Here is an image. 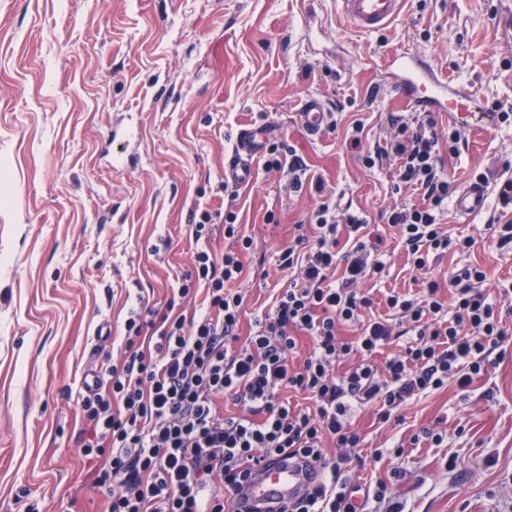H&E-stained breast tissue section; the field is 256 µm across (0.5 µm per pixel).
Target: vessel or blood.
I'll return each mask as SVG.
<instances>
[{"mask_svg":"<svg viewBox=\"0 0 512 512\" xmlns=\"http://www.w3.org/2000/svg\"><path fill=\"white\" fill-rule=\"evenodd\" d=\"M349 24L360 32L379 31L392 24L404 11L406 0H336ZM390 88L395 96L415 112H436L449 123L470 126V106L475 95L470 85L449 80L428 56L404 52L387 62ZM299 125L309 134L325 131L333 114L318 97L306 100L297 114ZM266 135L255 128L242 129L235 145V158L224 172L226 181L239 185L253 176L251 159L261 153ZM488 199L485 183L477 182L455 198V209L463 217L481 212ZM322 480V471L304 458L271 457L253 474L246 491L229 499L230 512H281L283 506L302 497Z\"/></svg>","mask_w":512,"mask_h":512,"instance_id":"obj_1","label":"vessel or blood"}]
</instances>
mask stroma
<instances>
[{
	"label": "stroma",
	"instance_id": "obj_1",
	"mask_svg": "<svg viewBox=\"0 0 512 512\" xmlns=\"http://www.w3.org/2000/svg\"><path fill=\"white\" fill-rule=\"evenodd\" d=\"M304 10V0H0V512H15L23 486L41 512H106L92 486L99 463L77 444L78 393L104 355L118 356L137 299L162 310L172 298L197 248L193 212L234 205L254 239L236 284L240 337L293 279L267 258L319 198L292 191L287 171L265 170L259 155L253 180L228 200L224 167L244 126L276 128L308 177L376 226L387 267L362 284L373 315L386 314L389 294H419L426 274L413 270L386 215L421 196L393 192V162L362 166L353 126L363 120L369 144H382L406 114L383 87L396 50L471 81L478 106H512V0H408L377 34L350 27L336 0ZM310 96L334 114L316 137L295 121ZM472 125L459 156L445 160L459 189L473 171L493 181L512 163V126ZM124 127L134 138L116 136ZM495 206L488 198L473 218L449 210L445 230L477 244L470 256L445 255L438 271L478 264L486 288L512 287V251L485 229ZM402 415L396 428L370 409L354 417L364 446L349 478L364 512L389 508L365 498L379 479L404 512H512V353L468 396L451 385ZM436 422L442 444L414 441ZM394 442L401 456L372 460Z\"/></svg>",
	"mask_w": 512,
	"mask_h": 512
}]
</instances>
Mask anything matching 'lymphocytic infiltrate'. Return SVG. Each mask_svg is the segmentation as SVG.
I'll return each mask as SVG.
<instances>
[{"instance_id":"1","label":"lymphocytic infiltrate","mask_w":512,"mask_h":512,"mask_svg":"<svg viewBox=\"0 0 512 512\" xmlns=\"http://www.w3.org/2000/svg\"><path fill=\"white\" fill-rule=\"evenodd\" d=\"M430 113L397 122L390 142L363 150L366 168L394 157L395 187H416L422 200L393 208L388 218L415 269H429L447 252H471L473 236L450 238L441 220L456 188L444 155L460 153L449 130L440 139ZM364 216L338 211L323 201L310 225H297L275 254L279 269L299 268L270 310L253 318V334L237 329L243 296L233 289L254 246L228 211L201 210L193 236L201 246L179 280V301L199 297L192 315L145 303L130 308L119 362L99 369L77 405L90 431L84 456L103 458L93 480L108 512H226L254 467L283 452L308 458L323 482L290 512H357L344 471L363 438L356 412L373 410L383 423L401 424L402 408L420 395L455 382L467 390L475 378L504 361L512 334L503 309L484 287L478 265L453 268L447 281H427L420 296H387L388 317L362 320L372 299L362 281L380 275L386 261ZM347 230L348 249L338 234ZM223 231L231 246L213 251L209 240ZM359 334L345 339L341 326ZM311 339L302 364L290 356L299 335ZM396 352L376 365L377 349ZM347 363L344 372L336 366ZM305 393L298 408L283 390ZM236 406L224 412L225 403Z\"/></svg>"}]
</instances>
